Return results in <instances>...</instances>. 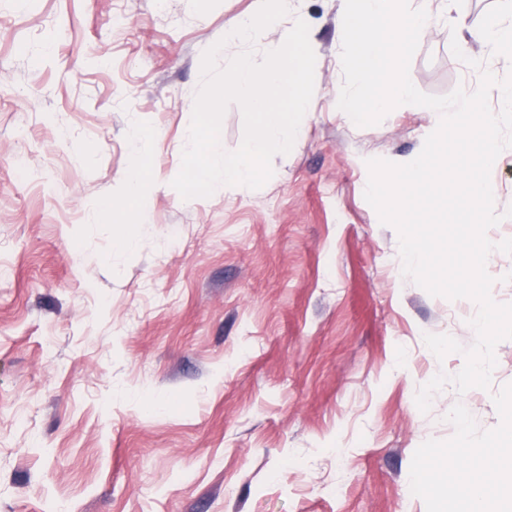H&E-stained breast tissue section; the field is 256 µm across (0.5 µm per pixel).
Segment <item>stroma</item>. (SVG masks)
Masks as SVG:
<instances>
[{
  "label": "stroma",
  "instance_id": "1",
  "mask_svg": "<svg viewBox=\"0 0 512 512\" xmlns=\"http://www.w3.org/2000/svg\"><path fill=\"white\" fill-rule=\"evenodd\" d=\"M261 0H0V512H453L456 469L493 488L512 407V339L490 390L457 374L477 305L403 273L366 162L418 156L439 115L402 106L359 127L337 106L342 0H287L315 45L305 133L258 189L182 199L201 57ZM499 0H434L416 87L475 90L512 54L478 30ZM147 181L100 219L133 158ZM512 238V148L491 170ZM135 241L114 242L123 224ZM462 347L445 359L424 334Z\"/></svg>",
  "mask_w": 512,
  "mask_h": 512
}]
</instances>
